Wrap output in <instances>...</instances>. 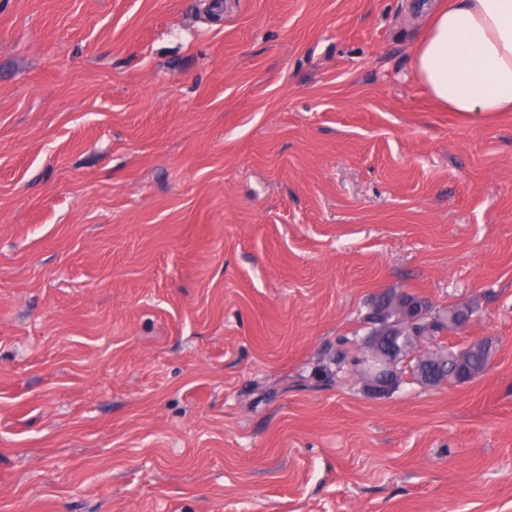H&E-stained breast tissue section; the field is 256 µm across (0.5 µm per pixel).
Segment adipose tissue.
<instances>
[{
	"label": "adipose tissue",
	"mask_w": 512,
	"mask_h": 512,
	"mask_svg": "<svg viewBox=\"0 0 512 512\" xmlns=\"http://www.w3.org/2000/svg\"><path fill=\"white\" fill-rule=\"evenodd\" d=\"M412 68L448 111L512 112V0H441L415 42Z\"/></svg>",
	"instance_id": "adipose-tissue-1"
}]
</instances>
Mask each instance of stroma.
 I'll return each instance as SVG.
<instances>
[{
	"mask_svg": "<svg viewBox=\"0 0 512 512\" xmlns=\"http://www.w3.org/2000/svg\"><path fill=\"white\" fill-rule=\"evenodd\" d=\"M0 0V512H512V112L427 0ZM464 385L322 376L376 295ZM412 68L436 104L462 116L512 112V0H444ZM427 356L431 357L429 365L438 380L445 379L448 384H462L480 377L487 369L496 351L492 338L486 339L478 346L466 344L458 346H429ZM426 386L427 389L446 385Z\"/></svg>",
	"mask_w": 512,
	"mask_h": 512,
	"instance_id": "obj_1",
	"label": "stroma"
}]
</instances>
